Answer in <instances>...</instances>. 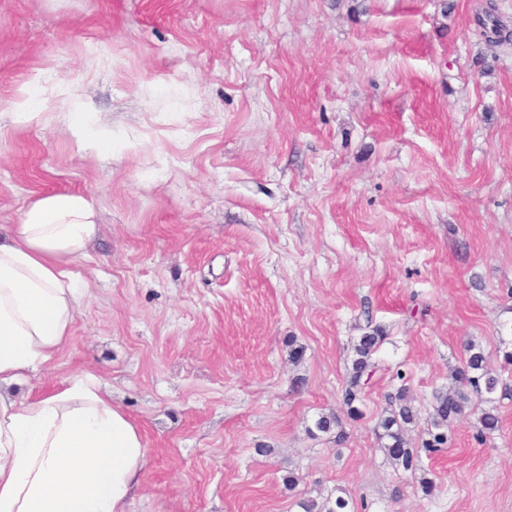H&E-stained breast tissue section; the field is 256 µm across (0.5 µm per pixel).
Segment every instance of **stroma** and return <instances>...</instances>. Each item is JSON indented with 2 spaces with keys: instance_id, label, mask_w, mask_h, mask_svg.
I'll return each instance as SVG.
<instances>
[{
  "instance_id": "stroma-1",
  "label": "stroma",
  "mask_w": 512,
  "mask_h": 512,
  "mask_svg": "<svg viewBox=\"0 0 512 512\" xmlns=\"http://www.w3.org/2000/svg\"><path fill=\"white\" fill-rule=\"evenodd\" d=\"M489 4L512 29V0H0V225L51 192L99 222L74 265L92 295L20 391L99 377L147 446L128 512L341 490L355 512H512V396L490 438L452 424L430 496L376 436L387 391L428 414L468 343L512 386V42L481 36ZM382 332L379 327L373 328L360 336L352 347L353 357L347 370L343 393V402L348 407L347 414L352 419L358 418L361 414L354 404L360 400V395L374 372L375 363L372 361V355L385 338Z\"/></svg>"
}]
</instances>
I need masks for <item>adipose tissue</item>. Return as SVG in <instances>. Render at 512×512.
I'll use <instances>...</instances> for the list:
<instances>
[{"mask_svg":"<svg viewBox=\"0 0 512 512\" xmlns=\"http://www.w3.org/2000/svg\"><path fill=\"white\" fill-rule=\"evenodd\" d=\"M97 212L44 195L0 232V512H127L147 454L140 425L84 372L37 398L16 393L71 335Z\"/></svg>","mask_w":512,"mask_h":512,"instance_id":"1","label":"adipose tissue"}]
</instances>
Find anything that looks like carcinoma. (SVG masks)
Segmentation results:
<instances>
[{"label":"carcinoma","instance_id":"carcinoma-1","mask_svg":"<svg viewBox=\"0 0 512 512\" xmlns=\"http://www.w3.org/2000/svg\"><path fill=\"white\" fill-rule=\"evenodd\" d=\"M484 23L491 24V34L496 42L507 41L506 26L494 14V6H488L483 17ZM382 329L376 327L359 337L353 345L351 366L348 367L344 386L343 402L348 407L347 414L356 419L360 410L355 403L368 385L375 363L373 352L383 342ZM501 378L488 368L484 351L474 344L466 347V357L451 374V383L446 389H439L433 395L431 412L428 415L427 428L420 443L410 441L407 431L419 420L418 409L413 405L409 389L402 385L387 397V408L377 423V439L387 458L400 470L412 478L418 479L424 494L430 495L435 490V482L428 477V470L422 465V456H431L448 445V429L452 423L465 415L470 409L471 396H476L489 407L478 411L476 425L478 434L485 437L496 432L500 427L497 407L492 405L494 395L498 392ZM315 429L321 433L336 431V441L344 438L340 429V420L333 414H322L315 421ZM303 512H352L349 499L338 495L335 500L318 502L314 499L299 503Z\"/></svg>","mask_w":512,"mask_h":512}]
</instances>
